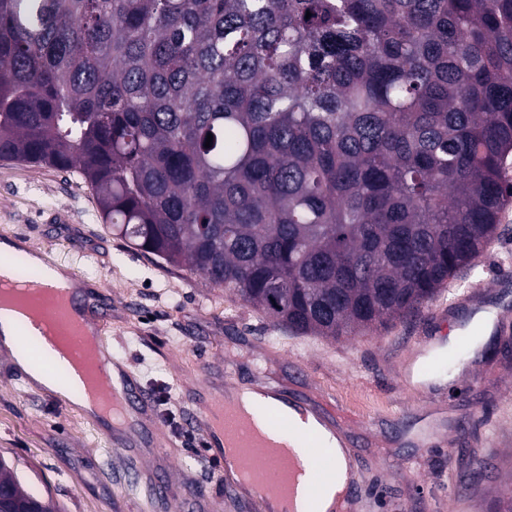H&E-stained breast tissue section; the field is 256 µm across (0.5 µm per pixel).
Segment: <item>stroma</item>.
Returning a JSON list of instances; mask_svg holds the SVG:
<instances>
[{
  "label": "stroma",
  "mask_w": 512,
  "mask_h": 512,
  "mask_svg": "<svg viewBox=\"0 0 512 512\" xmlns=\"http://www.w3.org/2000/svg\"><path fill=\"white\" fill-rule=\"evenodd\" d=\"M70 223H57L60 213ZM56 258L82 250V272L101 285V316L112 357L131 369L155 402L156 425L175 445L157 452L153 436L116 448L104 425L18 380L0 352V455L22 486L62 512H258L249 494L226 497L229 474L216 468L190 422L193 398L228 381L266 383L313 403L334 400L358 417L343 426L360 458V512H505L512 500V207L476 268L461 270L420 313L386 331L334 340L275 325L230 290L187 269L129 248L99 216L78 173L0 160V240ZM479 285L500 320L471 356L457 326L468 306L451 298ZM451 342L428 363L438 384L399 380L422 341ZM439 447H426L430 438ZM193 502H186L185 492Z\"/></svg>",
  "instance_id": "35a3bbf8"
}]
</instances>
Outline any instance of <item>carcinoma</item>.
I'll return each mask as SVG.
<instances>
[{
	"label": "carcinoma",
	"instance_id": "cac0c4a2",
	"mask_svg": "<svg viewBox=\"0 0 512 512\" xmlns=\"http://www.w3.org/2000/svg\"><path fill=\"white\" fill-rule=\"evenodd\" d=\"M511 155L512 0H0V159L78 164L113 235L302 333L476 267Z\"/></svg>",
	"mask_w": 512,
	"mask_h": 512
}]
</instances>
